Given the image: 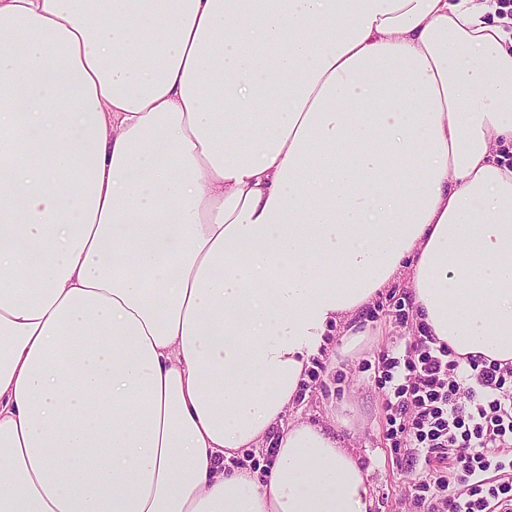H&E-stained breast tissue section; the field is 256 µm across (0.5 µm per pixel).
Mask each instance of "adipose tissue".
Segmentation results:
<instances>
[{"instance_id":"obj_1","label":"adipose tissue","mask_w":512,"mask_h":512,"mask_svg":"<svg viewBox=\"0 0 512 512\" xmlns=\"http://www.w3.org/2000/svg\"><path fill=\"white\" fill-rule=\"evenodd\" d=\"M474 0H0V512H371L283 418L405 281L512 361V35ZM276 437L269 473L228 468Z\"/></svg>"}]
</instances>
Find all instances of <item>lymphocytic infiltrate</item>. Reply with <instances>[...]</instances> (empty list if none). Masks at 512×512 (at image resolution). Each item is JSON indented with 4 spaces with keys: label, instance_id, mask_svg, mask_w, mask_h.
<instances>
[{
    "label": "lymphocytic infiltrate",
    "instance_id": "1",
    "mask_svg": "<svg viewBox=\"0 0 512 512\" xmlns=\"http://www.w3.org/2000/svg\"><path fill=\"white\" fill-rule=\"evenodd\" d=\"M378 361L390 430L409 462L425 464L410 484L427 512H493L512 500V362L461 358L422 328ZM435 460L452 476L431 471Z\"/></svg>",
    "mask_w": 512,
    "mask_h": 512
}]
</instances>
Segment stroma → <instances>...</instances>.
I'll use <instances>...</instances> for the list:
<instances>
[{
    "mask_svg": "<svg viewBox=\"0 0 512 512\" xmlns=\"http://www.w3.org/2000/svg\"><path fill=\"white\" fill-rule=\"evenodd\" d=\"M407 289L399 284L383 290L363 315L362 339L347 348L340 334L328 336V346L317 359L326 370L318 380L303 383L287 418L338 428L355 448L367 471L374 512H426L410 488V477L391 453L387 437L382 372L377 350L405 346L415 326L400 320L399 303L407 301Z\"/></svg>",
    "mask_w": 512,
    "mask_h": 512,
    "instance_id": "1",
    "label": "stroma"
}]
</instances>
